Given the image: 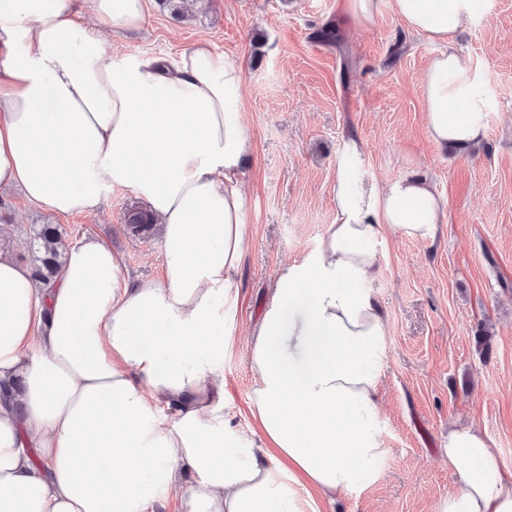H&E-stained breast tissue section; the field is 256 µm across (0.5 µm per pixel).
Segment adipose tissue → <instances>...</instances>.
<instances>
[{
  "instance_id": "obj_1",
  "label": "adipose tissue",
  "mask_w": 512,
  "mask_h": 512,
  "mask_svg": "<svg viewBox=\"0 0 512 512\" xmlns=\"http://www.w3.org/2000/svg\"><path fill=\"white\" fill-rule=\"evenodd\" d=\"M426 62L437 145L485 134L476 60L455 46L485 0H386ZM152 0H0V189L59 214L128 188L163 226L158 278H130L93 238L49 282L0 251V512H298L293 487L335 498L384 454L376 394L388 319L370 284L381 246L429 242L448 199L427 179L381 181L364 141L342 138L334 222L277 272L249 350L252 434L224 411V304L244 260L251 141L244 72L210 42L173 65L109 55L88 18L135 30ZM459 479L438 512H512V471L472 424L448 429Z\"/></svg>"
}]
</instances>
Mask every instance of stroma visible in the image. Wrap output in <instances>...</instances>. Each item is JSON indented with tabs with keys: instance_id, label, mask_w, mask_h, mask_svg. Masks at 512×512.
Instances as JSON below:
<instances>
[{
	"instance_id": "obj_1",
	"label": "stroma",
	"mask_w": 512,
	"mask_h": 512,
	"mask_svg": "<svg viewBox=\"0 0 512 512\" xmlns=\"http://www.w3.org/2000/svg\"><path fill=\"white\" fill-rule=\"evenodd\" d=\"M328 23L343 50L317 41ZM99 33L110 54L171 62L206 40L244 70L249 233L234 300L224 306L235 330L224 357V411L242 431L253 426L248 348L261 306L277 269L306 257L334 221L341 138L365 142L370 175L417 174L448 199L436 239H391L371 285L388 313L376 399L385 453L336 501L299 491L300 512H437L458 487L442 449L457 422L485 431L512 470V0H492L456 36L482 66L485 97L486 134L465 149L429 140L421 77L437 47L405 33L386 2L376 25L358 32L344 24L338 0H198L191 18L158 2L139 30ZM133 200L131 190L115 189L96 210L58 216L18 191L1 192L0 249L29 264L35 229L57 224L65 245L92 236L122 253L132 275L161 276V228L142 238L126 232Z\"/></svg>"
}]
</instances>
